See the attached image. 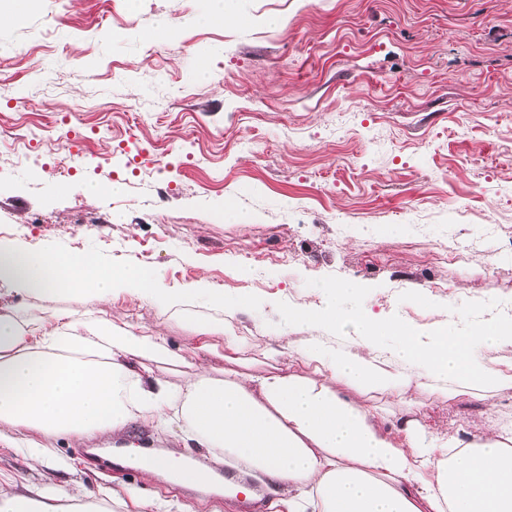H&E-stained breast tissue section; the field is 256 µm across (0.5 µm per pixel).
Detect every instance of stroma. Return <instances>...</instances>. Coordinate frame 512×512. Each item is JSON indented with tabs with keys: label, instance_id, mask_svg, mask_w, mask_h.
Returning a JSON list of instances; mask_svg holds the SVG:
<instances>
[{
	"label": "stroma",
	"instance_id": "35a3bbf8",
	"mask_svg": "<svg viewBox=\"0 0 512 512\" xmlns=\"http://www.w3.org/2000/svg\"><path fill=\"white\" fill-rule=\"evenodd\" d=\"M212 6L36 0L0 24L1 241L249 295L250 312L229 321L244 338L235 352H203L187 321L134 294L94 305L161 331L217 377L266 370L268 350L287 347L279 306L319 303L338 280L357 286L337 302L345 314L396 313L426 334L459 330L470 303H512V0H227L237 23L199 24ZM162 23L178 42L146 41ZM21 139L35 143L32 167L10 157ZM68 146L80 158L60 178ZM90 182L124 190L92 199ZM416 397L419 423L448 437L512 426V388L493 409L469 394ZM121 445L95 438L88 456L60 439L34 469L0 444V479L79 482L97 498L121 483L137 497L123 512L141 499L242 512L107 467Z\"/></svg>",
	"mask_w": 512,
	"mask_h": 512
}]
</instances>
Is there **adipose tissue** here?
Returning <instances> with one entry per match:
<instances>
[{
  "instance_id": "adipose-tissue-1",
  "label": "adipose tissue",
  "mask_w": 512,
  "mask_h": 512,
  "mask_svg": "<svg viewBox=\"0 0 512 512\" xmlns=\"http://www.w3.org/2000/svg\"><path fill=\"white\" fill-rule=\"evenodd\" d=\"M0 276L40 299L60 292L87 302L133 291L200 335H223L226 350L242 339L224 316L248 311L245 295H225L206 279L166 287L159 269L114 265L93 254L30 250L0 241ZM345 282L328 284L320 304L281 312L289 354L308 375L273 368L220 378L205 366L174 382L153 365L180 366L181 357L155 329L119 327L86 311L21 307L0 313V440L24 449L31 467L46 464L48 439L123 438L134 423L164 432L178 427L189 448L211 462L179 468L163 454L140 455V468L174 485H208L214 465L234 462L267 478L284 512H512V430L492 427L466 441L424 430L412 386L452 398L466 392L493 400L512 387V374L494 368L491 352L512 347V316L474 323L457 333L418 332L400 315L358 313V337L340 331ZM213 310L210 319L197 308ZM379 392L404 405L397 435L378 406L347 390ZM128 488L109 491L105 505L88 503L82 485L62 490L0 484V512H111Z\"/></svg>"
}]
</instances>
